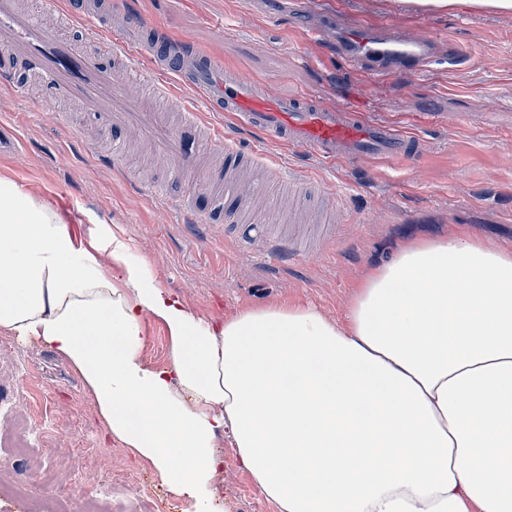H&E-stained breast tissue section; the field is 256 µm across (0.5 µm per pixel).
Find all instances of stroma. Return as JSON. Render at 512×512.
<instances>
[{"label":"stroma","mask_w":512,"mask_h":512,"mask_svg":"<svg viewBox=\"0 0 512 512\" xmlns=\"http://www.w3.org/2000/svg\"><path fill=\"white\" fill-rule=\"evenodd\" d=\"M131 2L137 16L171 37L193 40L273 92L351 104L424 142L425 157L414 173L378 157L356 169L260 139L224 113H204L201 133L222 130L225 147L253 152L255 191L246 216L236 221L208 186L224 165L223 154L200 157L189 177H179L153 143L119 138L79 103L42 91L17 65L12 84L0 85V177L55 209L70 197L78 217L68 228L82 240L121 232L131 257L196 316L221 323L260 306L309 304L341 322L362 280L410 241L464 231L512 252V12L462 4L437 10L408 0H324L317 13L302 0ZM361 25L408 31L442 56L452 42L467 53L449 68L374 77L331 45L337 31ZM115 148L125 169L98 161ZM271 164L300 187L299 215L277 211L282 187L268 182ZM187 195L212 217V231L188 226L175 205ZM289 222L309 229L336 224V238L316 252L269 265L252 246L268 225ZM19 405L45 419L32 438L27 469L48 460L59 487L111 486L112 512H194L148 459L108 434L78 371L48 347L0 328V434L15 432ZM216 445L224 464L208 490L221 512H278L240 468L229 439L218 436Z\"/></svg>","instance_id":"35a3bbf8"}]
</instances>
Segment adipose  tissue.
I'll return each instance as SVG.
<instances>
[{
	"instance_id": "obj_1",
	"label": "adipose tissue",
	"mask_w": 512,
	"mask_h": 512,
	"mask_svg": "<svg viewBox=\"0 0 512 512\" xmlns=\"http://www.w3.org/2000/svg\"><path fill=\"white\" fill-rule=\"evenodd\" d=\"M148 315L167 367L143 358ZM347 320L309 305L200 319L115 232L82 244L0 179V327L74 366L113 436L195 512H217L220 433L279 512H512V252L465 232L409 243Z\"/></svg>"
}]
</instances>
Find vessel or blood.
Returning a JSON list of instances; mask_svg holds the SVG:
<instances>
[{
  "mask_svg": "<svg viewBox=\"0 0 512 512\" xmlns=\"http://www.w3.org/2000/svg\"><path fill=\"white\" fill-rule=\"evenodd\" d=\"M137 29L142 34L140 52L155 65L153 91L169 96L164 77L172 74L199 96L202 108L186 112V125H198L202 112H222L271 140L312 151L327 161L396 156L407 169L418 164L423 148L415 137L348 107L329 106L311 97H272L261 82L225 66L221 58L195 43L167 37L162 29L144 21L138 22ZM83 34L97 43L98 53L82 52L41 21L20 13L12 0H0V44L10 46L16 56L39 71L52 95L80 101L86 111L103 116L116 130H133L153 139L179 174L190 172L203 152L221 148L220 134L189 142L158 113L140 111L136 98L122 93L104 63L108 57L126 56L123 43L94 23L85 25ZM336 48L349 61L367 64L374 74L393 69L420 73L439 62L428 41L381 29L341 35ZM299 253L291 238L273 234L266 240L265 256L271 262H285Z\"/></svg>",
  "mask_w": 512,
  "mask_h": 512,
  "instance_id": "vessel-or-blood-1",
  "label": "vessel or blood"
}]
</instances>
